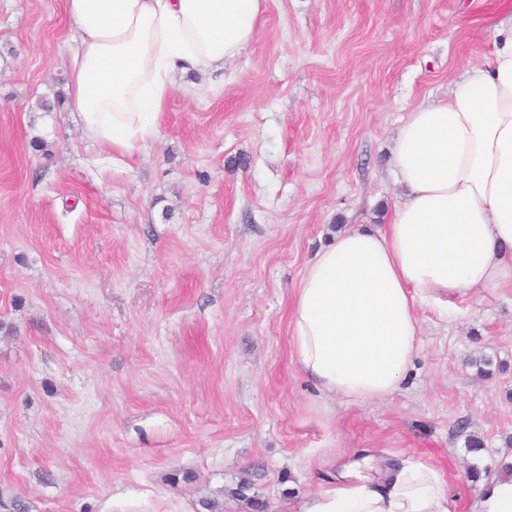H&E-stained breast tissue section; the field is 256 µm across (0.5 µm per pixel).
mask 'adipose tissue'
Listing matches in <instances>:
<instances>
[{
  "label": "adipose tissue",
  "mask_w": 512,
  "mask_h": 512,
  "mask_svg": "<svg viewBox=\"0 0 512 512\" xmlns=\"http://www.w3.org/2000/svg\"><path fill=\"white\" fill-rule=\"evenodd\" d=\"M262 0H66L74 26L68 105L113 159L155 138L175 73L211 76L253 42ZM406 190L390 220L349 228L306 265L290 353L320 394L391 395L421 345L418 307L512 286V29L448 97L407 113L392 143ZM298 512H450L442 474L420 461L345 464Z\"/></svg>",
  "instance_id": "obj_1"
}]
</instances>
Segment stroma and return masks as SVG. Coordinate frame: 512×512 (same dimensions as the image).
<instances>
[{
  "instance_id": "stroma-1",
  "label": "stroma",
  "mask_w": 512,
  "mask_h": 512,
  "mask_svg": "<svg viewBox=\"0 0 512 512\" xmlns=\"http://www.w3.org/2000/svg\"><path fill=\"white\" fill-rule=\"evenodd\" d=\"M510 22L512 0H264L223 80L178 75L112 163L41 108L65 0H0V512H297L342 450L426 462L472 512L512 454V288L419 309L405 381L360 406L295 369L289 312L316 251L400 201L407 112Z\"/></svg>"
}]
</instances>
